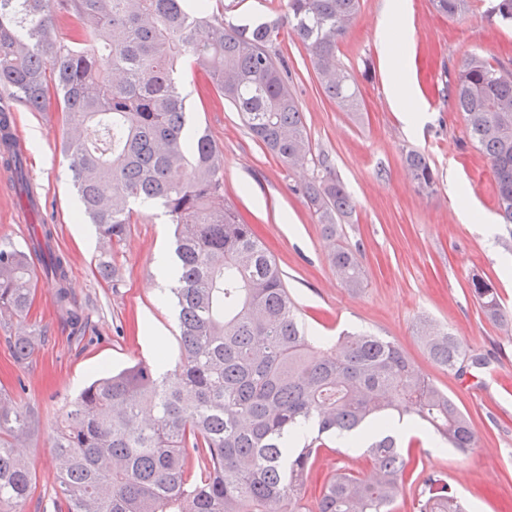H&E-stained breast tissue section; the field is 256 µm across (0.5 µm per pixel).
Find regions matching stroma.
I'll return each instance as SVG.
<instances>
[{
  "mask_svg": "<svg viewBox=\"0 0 512 512\" xmlns=\"http://www.w3.org/2000/svg\"><path fill=\"white\" fill-rule=\"evenodd\" d=\"M390 0H361V9L339 58L358 86L361 108L340 110L323 93L307 51L289 35L277 48L288 59L292 87L302 105L314 151L326 156L355 203L350 223L337 239L326 238L295 188L308 181L313 163L286 166L243 126L236 110L210 91L186 62L178 77L194 125L208 131L224 154V187L231 201L274 256L311 336L336 339L369 332L395 340L470 416L478 441L468 453L448 446L433 450L427 433L413 439L422 474H435L470 506V512H512V323L489 321L469 291L472 275L490 280L512 313V224L498 222L496 188L489 161L466 140L462 120L448 108V84L461 60L478 54L512 69V29L487 13V0H471L469 12L449 20L429 0H408L410 26L396 37L406 52L424 112L410 125L390 100L386 59L376 36ZM286 0H215L214 13L229 25H251L278 17ZM10 110L27 149L30 180L42 194L40 219L26 217L11 171L0 167V241L24 247L34 230H55V247L69 264L71 303L86 324L75 330L59 313L55 295L35 276L28 316L0 323V387L27 411L29 437L19 448L36 477L26 512H55L59 492L50 433L67 403L94 377L137 363L181 356L177 310L167 296L173 280L158 281L156 257L172 254L174 227L160 208L140 206L115 257L118 287L97 274L103 250L96 225L80 217L81 203L61 150L66 126L56 110L30 111L9 94ZM423 153L438 177L434 192L418 191L403 163L407 151ZM472 219L461 216L462 209ZM494 234L485 237V218ZM358 254L364 284L343 288L331 265L334 241ZM435 321L488 365L459 376L436 366L419 340L422 319ZM35 340V352L16 362L19 332ZM321 456L332 469L315 467L304 500L314 504L332 471H364L361 451L330 443Z\"/></svg>",
  "mask_w": 512,
  "mask_h": 512,
  "instance_id": "1",
  "label": "stroma"
}]
</instances>
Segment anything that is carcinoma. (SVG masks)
Here are the masks:
<instances>
[{
  "instance_id": "1",
  "label": "carcinoma",
  "mask_w": 512,
  "mask_h": 512,
  "mask_svg": "<svg viewBox=\"0 0 512 512\" xmlns=\"http://www.w3.org/2000/svg\"><path fill=\"white\" fill-rule=\"evenodd\" d=\"M440 16L459 18L469 0H430ZM274 27L254 33L224 26L209 0H0V87L32 112L51 106L70 127L62 142L82 213L98 225L102 278L136 210L156 203L176 225V287L182 357L138 364L95 380L71 402L51 448L61 499L57 512H392L412 459L388 431L413 423L461 452L477 431L455 399L382 336L344 335L330 342L306 334L277 263L224 192V155L192 125L177 67L190 58L250 135L285 165L304 162L312 144L291 88L288 64L274 50L285 28L308 51L324 94L359 111L357 88L338 58L360 0H287ZM488 14L512 27V0H491ZM70 39L57 34V19ZM448 104L469 142L490 162L498 215L512 224V71L477 55L459 65ZM0 111V154L13 164L27 209L26 152ZM404 163L422 192L437 177L424 154ZM323 233L336 237L354 205L333 168L318 162L296 188ZM330 263L343 287H361L352 250L333 247ZM67 309L66 263L49 231L23 248L0 244V316L23 318L34 298V267ZM470 291L483 314L509 318L497 288L480 275ZM429 358L461 374L484 365L457 337L424 323ZM34 338L18 336L20 362ZM29 435V416L0 391V512H24L35 476L14 445ZM371 438L376 475L337 472L313 507L303 501L320 448L335 438ZM201 460L187 468L188 450ZM419 512H466L435 476L423 479Z\"/></svg>"
}]
</instances>
